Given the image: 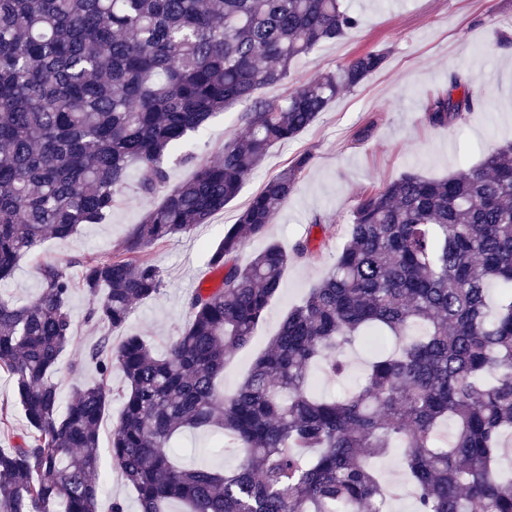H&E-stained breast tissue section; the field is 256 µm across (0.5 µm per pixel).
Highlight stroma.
Instances as JSON below:
<instances>
[{"label":"stroma","mask_w":512,"mask_h":512,"mask_svg":"<svg viewBox=\"0 0 512 512\" xmlns=\"http://www.w3.org/2000/svg\"><path fill=\"white\" fill-rule=\"evenodd\" d=\"M344 5L363 18V25L340 41L316 48L295 65L288 84L262 89V96L281 97L289 86L316 79L371 49L386 51L383 68L340 96L296 140L272 147L239 195L209 223L144 251L145 258L160 269L163 285L158 296L135 305L124 331L144 336L160 351L184 326L186 302L199 283L220 281L208 264L211 246L270 176L298 154L311 153L308 169L266 236L249 239L238 261L247 264L270 242L289 248L307 235L322 243L321 255L309 263H289L282 289L257 326L250 347L233 355L224 366L222 385L228 396L277 333L288 310L334 263L361 193L379 189L410 171L432 178L457 174L512 140V45L500 43L502 37L512 38V0H344ZM452 71L466 76L484 107L471 114L463 126H430L422 119L427 98L432 91L445 88ZM240 112L235 106L217 114L190 137L188 160L168 166L170 184L191 178L198 162L220 159L225 141L243 132ZM161 200V195L143 194L137 172H130L106 221L81 226L65 240H47L39 253L19 262L13 278L0 285V290L23 303L33 299L41 287L38 268L42 263H57L75 277L79 274L76 259L121 253L132 225ZM70 308L75 339L62 354L57 374L64 399L75 384L97 379L85 355L102 334L85 320L88 300L83 292L73 294ZM114 422V415H107L100 427L99 512H110L116 501L123 503L125 512H139L135 492L121 479L108 452ZM178 451L186 465L232 470L241 459L235 449L222 447L220 435L210 432H184ZM375 467L384 484L396 491L392 512H414L404 489L402 451L377 460Z\"/></svg>","instance_id":"35a3bbf8"}]
</instances>
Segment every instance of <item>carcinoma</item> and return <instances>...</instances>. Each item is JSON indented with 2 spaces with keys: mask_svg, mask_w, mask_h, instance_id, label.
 I'll return each mask as SVG.
<instances>
[{
  "mask_svg": "<svg viewBox=\"0 0 512 512\" xmlns=\"http://www.w3.org/2000/svg\"><path fill=\"white\" fill-rule=\"evenodd\" d=\"M360 23L341 0H0V283L46 239L102 223L131 167L143 193L166 188L123 253L82 258L76 279L40 265L42 287L24 305L0 294V372L26 421L18 432L0 408L10 442L0 448V512H98L99 428L114 396L112 461L140 512L173 502L183 512H388L370 460L392 448L404 450L416 512H512V476L498 468L512 434V142L446 179L407 172L358 196L335 263L232 396L216 385L226 359L250 344L288 262L321 250L307 235L237 262L294 191L308 152L211 247L221 285L191 295L163 352L136 334L112 344L133 305L161 290L159 269L138 253L208 223L274 145L383 67L386 53L369 50L279 99L258 94ZM241 103L245 133L224 143L220 161L168 186L170 152ZM480 108L453 72L424 118L460 126ZM77 287L86 320L104 328L86 355L99 379L64 402L55 376L74 340ZM370 331L398 350L378 354L347 395L316 394L313 368L343 373V353ZM186 430L221 433L241 464L180 465L173 443Z\"/></svg>",
  "mask_w": 512,
  "mask_h": 512,
  "instance_id": "carcinoma-1",
  "label": "carcinoma"
}]
</instances>
